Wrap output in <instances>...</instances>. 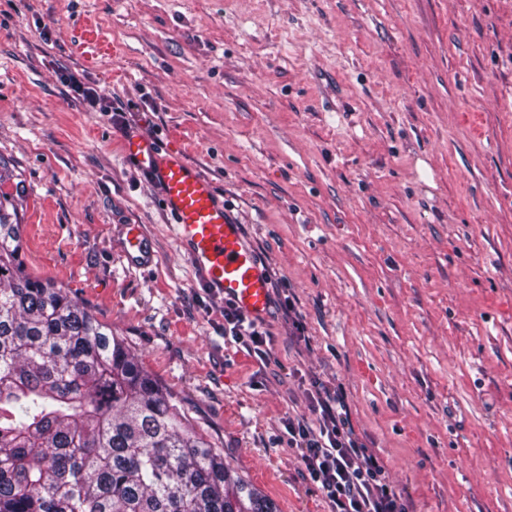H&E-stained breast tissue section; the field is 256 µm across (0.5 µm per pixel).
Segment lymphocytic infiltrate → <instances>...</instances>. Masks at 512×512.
<instances>
[{
	"label": "lymphocytic infiltrate",
	"mask_w": 512,
	"mask_h": 512,
	"mask_svg": "<svg viewBox=\"0 0 512 512\" xmlns=\"http://www.w3.org/2000/svg\"><path fill=\"white\" fill-rule=\"evenodd\" d=\"M223 316L225 337L265 359L268 335L261 325L229 301ZM311 407V417L288 420V445L298 451L329 512H407L377 456L359 445L343 399L323 390Z\"/></svg>",
	"instance_id": "1"
}]
</instances>
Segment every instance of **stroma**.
<instances>
[{"label":"stroma","instance_id":"1","mask_svg":"<svg viewBox=\"0 0 512 512\" xmlns=\"http://www.w3.org/2000/svg\"><path fill=\"white\" fill-rule=\"evenodd\" d=\"M142 132L267 271L265 360L125 161ZM0 193L27 270L279 512L328 510L284 427L321 387L408 512H512V0H0ZM125 253L131 263L146 264L151 262L146 242L139 224H129L125 238Z\"/></svg>","mask_w":512,"mask_h":512}]
</instances>
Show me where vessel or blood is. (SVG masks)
Returning a JSON list of instances; mask_svg holds the SVG:
<instances>
[{
  "mask_svg": "<svg viewBox=\"0 0 512 512\" xmlns=\"http://www.w3.org/2000/svg\"><path fill=\"white\" fill-rule=\"evenodd\" d=\"M123 152L160 185L164 205L174 219L173 236L178 244L186 246L206 288L251 317H263L270 305L268 278L254 251L246 245L239 224L225 212L211 182L180 152L159 147L151 135L125 139ZM125 253L131 262H150L140 225H128Z\"/></svg>",
  "mask_w": 512,
  "mask_h": 512,
  "instance_id": "vessel-or-blood-1",
  "label": "vessel or blood"
}]
</instances>
